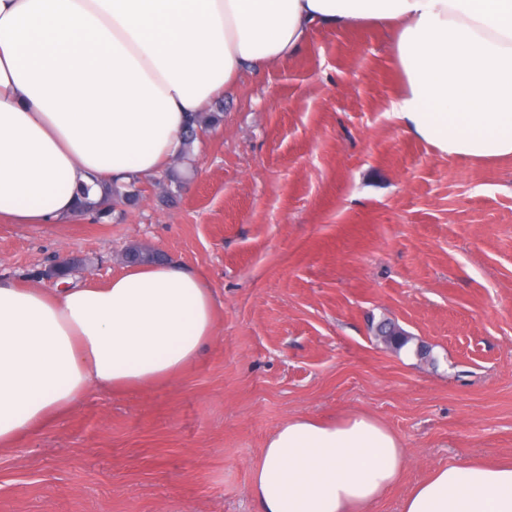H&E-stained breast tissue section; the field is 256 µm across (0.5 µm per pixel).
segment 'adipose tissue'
<instances>
[{
	"mask_svg": "<svg viewBox=\"0 0 512 512\" xmlns=\"http://www.w3.org/2000/svg\"><path fill=\"white\" fill-rule=\"evenodd\" d=\"M358 23L392 32L408 132L451 158L512 157V0H0V222L67 224L83 185L148 181L241 73ZM216 310L204 275L172 262L53 291L0 278V449L92 391L177 380ZM408 463L372 415H297L250 492L259 512H369ZM401 512H512V461L435 468Z\"/></svg>",
	"mask_w": 512,
	"mask_h": 512,
	"instance_id": "adipose-tissue-1",
	"label": "adipose tissue"
}]
</instances>
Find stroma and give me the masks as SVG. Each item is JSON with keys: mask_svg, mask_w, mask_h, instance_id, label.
I'll list each match as a JSON object with an SVG mask.
<instances>
[{"mask_svg": "<svg viewBox=\"0 0 512 512\" xmlns=\"http://www.w3.org/2000/svg\"><path fill=\"white\" fill-rule=\"evenodd\" d=\"M391 38L320 28L244 73L177 204L142 182L107 224L0 223L1 277L50 289L41 270L79 256L103 283L139 245L217 299L180 380L95 392L1 450L0 512H257L251 468L295 415L365 412L400 436L408 468L370 512H400L436 467L512 457V158L405 131ZM384 319L412 344H380Z\"/></svg>", "mask_w": 512, "mask_h": 512, "instance_id": "35a3bbf8", "label": "stroma"}]
</instances>
